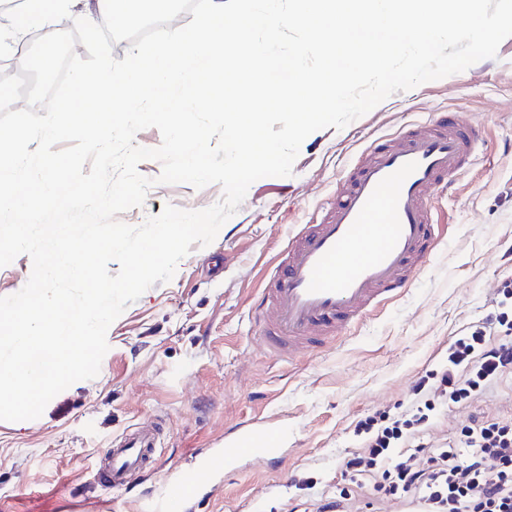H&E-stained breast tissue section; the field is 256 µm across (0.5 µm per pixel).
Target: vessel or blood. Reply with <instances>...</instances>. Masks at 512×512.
<instances>
[{"label":"vessel or blood","instance_id":"b4317fda","mask_svg":"<svg viewBox=\"0 0 512 512\" xmlns=\"http://www.w3.org/2000/svg\"><path fill=\"white\" fill-rule=\"evenodd\" d=\"M480 124L455 110L375 142L357 159L335 204L299 225L274 258L253 308L266 351L292 359L344 337L374 309L406 290L437 237L431 203L480 161ZM158 428L124 433L96 470L98 484L128 486L157 448ZM284 436L255 418L225 433L223 446L142 498L141 512H186L217 472L241 457L279 462Z\"/></svg>","mask_w":512,"mask_h":512}]
</instances>
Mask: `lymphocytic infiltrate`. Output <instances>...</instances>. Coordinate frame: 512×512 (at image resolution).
Segmentation results:
<instances>
[{
	"instance_id": "obj_1",
	"label": "lymphocytic infiltrate",
	"mask_w": 512,
	"mask_h": 512,
	"mask_svg": "<svg viewBox=\"0 0 512 512\" xmlns=\"http://www.w3.org/2000/svg\"><path fill=\"white\" fill-rule=\"evenodd\" d=\"M492 321L507 342L470 326L417 384L422 399L399 415L375 411L354 428L361 445L346 469L404 512H512V415L473 420L454 441L411 444L430 430L438 404H469L512 372L511 280L497 290Z\"/></svg>"
}]
</instances>
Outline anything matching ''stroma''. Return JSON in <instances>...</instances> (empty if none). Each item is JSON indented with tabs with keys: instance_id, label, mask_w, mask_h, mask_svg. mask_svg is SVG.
Listing matches in <instances>:
<instances>
[{
	"instance_id": "1",
	"label": "stroma",
	"mask_w": 512,
	"mask_h": 512,
	"mask_svg": "<svg viewBox=\"0 0 512 512\" xmlns=\"http://www.w3.org/2000/svg\"><path fill=\"white\" fill-rule=\"evenodd\" d=\"M463 109L488 145L483 166L457 176L433 201L441 236L410 288L333 347L279 360L260 342L250 307L265 266L294 225L335 200L356 155L372 141L437 113ZM142 206L120 213L138 226L166 205L200 210L220 201L211 184H162V165ZM512 280V37L463 72L394 93L343 129L302 143L287 177L255 181L208 246L192 244L173 279L155 283L109 327L95 378L55 396L34 420H0V512H137L140 494L192 466L201 450L254 416L288 423L279 469L254 458L221 472L189 512H316L352 483L344 459L355 423L376 409L410 405L416 382L447 356L455 336L485 321L503 280ZM512 413V375L470 407L444 406L437 435L454 436L470 415ZM164 432L127 493L103 491L97 457L145 420ZM314 487L298 490L296 480Z\"/></svg>"
}]
</instances>
